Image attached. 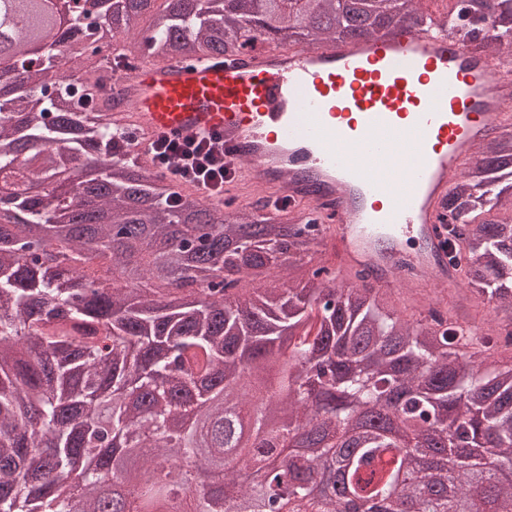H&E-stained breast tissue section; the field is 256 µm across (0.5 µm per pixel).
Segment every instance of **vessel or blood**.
<instances>
[{
  "mask_svg": "<svg viewBox=\"0 0 512 512\" xmlns=\"http://www.w3.org/2000/svg\"><path fill=\"white\" fill-rule=\"evenodd\" d=\"M127 83L137 133L219 134L235 180L309 201L338 264L384 284L455 283L446 196L477 146L512 124V69L432 30L147 64Z\"/></svg>",
  "mask_w": 512,
  "mask_h": 512,
  "instance_id": "vessel-or-blood-1",
  "label": "vessel or blood"
}]
</instances>
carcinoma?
<instances>
[{
  "label": "carcinoma",
  "instance_id": "obj_1",
  "mask_svg": "<svg viewBox=\"0 0 512 512\" xmlns=\"http://www.w3.org/2000/svg\"><path fill=\"white\" fill-rule=\"evenodd\" d=\"M95 24L57 32L38 67L0 96V173L19 171L30 186L54 187L49 197L25 188L13 199L24 214L0 223V512H139L129 488L107 502L91 492L103 479L98 449L116 436L142 452L145 480L178 457L224 482L221 501L194 495L190 479L169 493L194 497V512H242L253 501L267 512H341L315 496L299 476L334 462L331 449L350 434L353 415L379 411L380 421L352 439L345 466L348 495L367 512L392 499L417 502L419 512H481L493 500L512 512V483L484 467L495 449L512 465V130L482 147L481 159L448 197V248L463 259L460 285L495 304L493 325L452 313L451 290L422 299L407 313L401 300L370 287L320 277L319 261L293 286L284 273L323 239L298 215L266 198L236 208L233 221L203 222L213 200L193 185L160 180L132 154L129 129L116 117L126 90L104 92L112 64L139 58L135 38L150 0H100ZM225 0H168L150 15L155 30L145 61L165 63L198 53L224 55L243 24L278 46L280 32L300 19L308 45L358 37L336 17L334 0H303L290 12L265 0L245 20ZM34 30L51 25L39 5H23ZM397 14L369 18L368 27L397 32ZM4 49L25 51L24 39L0 33ZM79 76L44 90L74 63ZM136 274L128 288L116 274ZM275 274L279 288L247 284ZM235 305L224 307V293ZM261 365L268 404L290 428L317 425L313 453L295 454L264 479L240 486L224 459V421L238 410L255 433L266 431L265 409L234 390L239 361ZM433 451L435 474L411 471V458Z\"/></svg>",
  "mask_w": 512,
  "mask_h": 512
}]
</instances>
